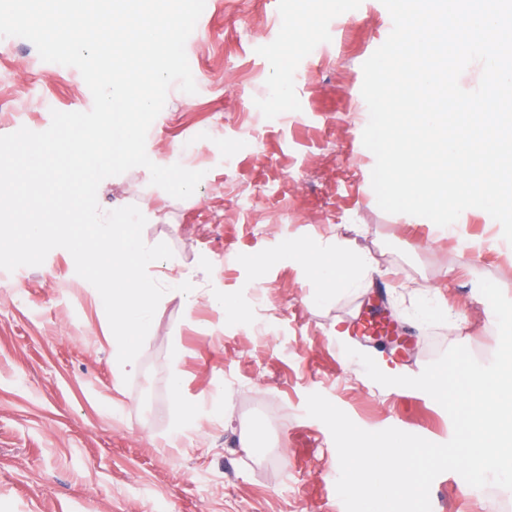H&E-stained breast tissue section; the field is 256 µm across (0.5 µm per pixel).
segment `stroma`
Returning <instances> with one entry per match:
<instances>
[{
    "mask_svg": "<svg viewBox=\"0 0 512 512\" xmlns=\"http://www.w3.org/2000/svg\"><path fill=\"white\" fill-rule=\"evenodd\" d=\"M302 13L313 36L290 41ZM391 30L381 0H207L185 45L197 91L171 86L146 138L155 164L203 171L196 194L172 197L141 166L97 191L102 210L146 215L144 242L167 243L204 299L188 312L164 298L126 377L101 296L66 249L0 270V512H345L333 438L306 413L312 393L368 431L451 439L428 394L381 386L344 352L392 376L419 375L454 345L485 364L499 335L480 279L512 298V244L489 214L447 229L377 204L362 65ZM92 105L78 69L0 37V135ZM333 237L373 270L367 286L320 305L318 279L286 246ZM212 292L229 308L208 303ZM381 295L401 344L359 329ZM248 433L260 447H241ZM430 499L432 512L512 507V491L451 471Z\"/></svg>",
    "mask_w": 512,
    "mask_h": 512,
    "instance_id": "35a3bbf8",
    "label": "stroma"
}]
</instances>
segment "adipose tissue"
Listing matches in <instances>:
<instances>
[{"mask_svg":"<svg viewBox=\"0 0 512 512\" xmlns=\"http://www.w3.org/2000/svg\"><path fill=\"white\" fill-rule=\"evenodd\" d=\"M292 250L301 264L318 273L323 286L316 297L324 301L358 286L362 271L371 266L365 254L354 252L337 240L316 248L299 239L293 242Z\"/></svg>","mask_w":512,"mask_h":512,"instance_id":"1","label":"adipose tissue"}]
</instances>
